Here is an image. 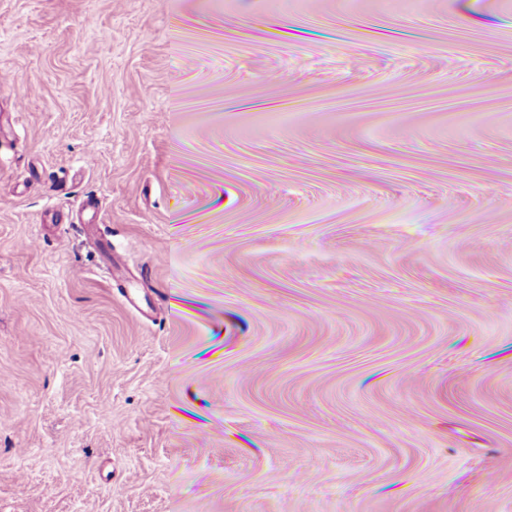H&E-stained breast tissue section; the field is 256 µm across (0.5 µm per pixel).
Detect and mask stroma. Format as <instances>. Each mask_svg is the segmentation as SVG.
I'll return each mask as SVG.
<instances>
[{
  "instance_id": "obj_1",
  "label": "stroma",
  "mask_w": 512,
  "mask_h": 512,
  "mask_svg": "<svg viewBox=\"0 0 512 512\" xmlns=\"http://www.w3.org/2000/svg\"><path fill=\"white\" fill-rule=\"evenodd\" d=\"M504 2L0 0V512H512Z\"/></svg>"
}]
</instances>
